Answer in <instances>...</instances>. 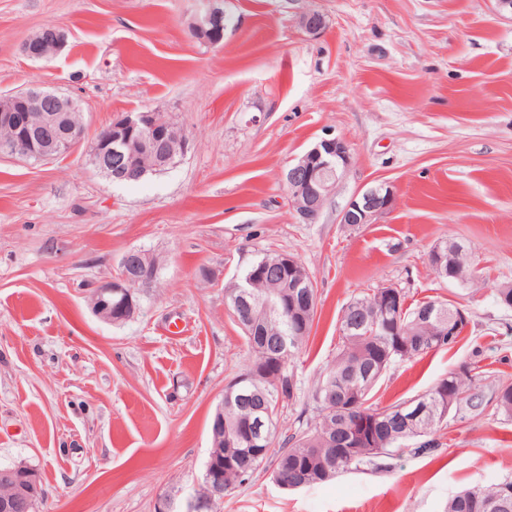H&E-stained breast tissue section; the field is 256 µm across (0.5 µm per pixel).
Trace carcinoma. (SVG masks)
<instances>
[{"instance_id":"carcinoma-1","label":"carcinoma","mask_w":512,"mask_h":512,"mask_svg":"<svg viewBox=\"0 0 512 512\" xmlns=\"http://www.w3.org/2000/svg\"><path fill=\"white\" fill-rule=\"evenodd\" d=\"M279 254H266L254 262L244 278L258 299L288 297L284 281L286 270L278 265ZM439 278L452 280L453 273L464 276L468 284L480 280L474 272L463 242H441L440 267L433 268ZM401 308L384 313L381 290L351 300L340 318L341 348L336 359L325 369L315 387L319 421L298 433L277 440L278 414L295 398L297 382L288 369L293 351L310 336L317 314V299L300 310L301 335L288 343V323L260 310L252 312V324L242 323L251 354L247 370L231 397L224 398V458L234 466L224 467V488L236 489L263 464L274 465L272 479L287 482L307 479L313 484L327 482L336 475L357 469L372 458L399 448L404 442L432 434L448 416V393L461 396L455 404L476 416L488 405L512 416V385L497 390L489 399L475 390L473 366L463 374H451L430 391L409 402L379 408L370 403L371 392L391 364L409 360L432 350L445 349L456 337L445 334L448 309L458 306L446 300L407 303V294L399 291ZM423 404L431 413L416 426L405 418ZM273 415L272 429L261 448L252 444L253 425L248 417L264 410ZM365 415L374 421L365 435L364 448L354 455L345 453L349 426L353 417ZM506 479L479 491H462L448 499L445 512H512V494H503Z\"/></svg>"}]
</instances>
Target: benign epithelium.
<instances>
[{"instance_id":"7a95c632","label":"benign epithelium","mask_w":512,"mask_h":512,"mask_svg":"<svg viewBox=\"0 0 512 512\" xmlns=\"http://www.w3.org/2000/svg\"><path fill=\"white\" fill-rule=\"evenodd\" d=\"M222 14L210 0H202V8L191 24L192 35L212 46L224 41ZM302 28L316 34L325 25L318 12L305 15ZM66 43L65 34L58 30L47 36L38 33L23 44V52L32 59L56 55ZM85 133V122L80 108L70 97L41 86L0 95V148L5 154L24 159L49 161L58 155L79 147ZM191 145L186 130L157 112L127 113L114 119L97 136L91 151L90 163L110 181L129 179L149 159L154 166L169 164L183 158ZM352 164L348 145L340 138L325 137L288 166L284 180L288 200L303 224L317 219L322 206L336 182ZM394 203L392 188L386 184L359 191L342 211L341 224H371L375 218L389 211ZM149 253L141 249L128 251L121 259L118 275L93 288L88 296L92 312L102 321L118 324L127 321L135 310V289L147 288L150 280L141 274L139 262ZM288 268V293L311 299L310 289L316 284L310 274L301 269L298 261L282 257ZM206 480L209 497L192 498L187 512L204 509L224 501V476L217 467H209ZM0 512H13L40 497L38 475L33 471L18 475L13 471L0 473Z\"/></svg>"}]
</instances>
